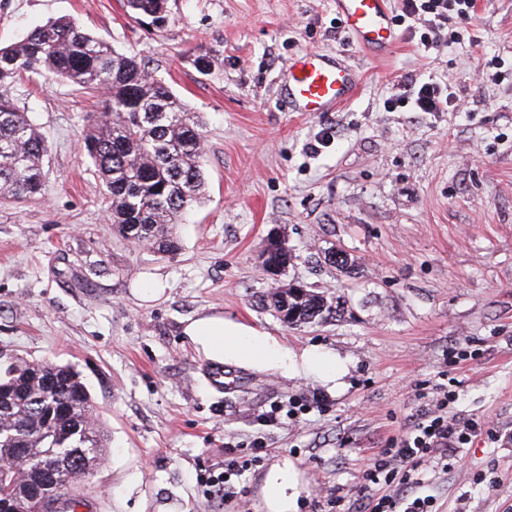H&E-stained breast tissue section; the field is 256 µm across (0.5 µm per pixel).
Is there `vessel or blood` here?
<instances>
[{
  "label": "vessel or blood",
  "instance_id": "1",
  "mask_svg": "<svg viewBox=\"0 0 512 512\" xmlns=\"http://www.w3.org/2000/svg\"><path fill=\"white\" fill-rule=\"evenodd\" d=\"M336 10L360 46L380 55L394 46L397 35L388 0H336ZM360 81L359 72L341 57L312 51L291 61L281 87L291 111L316 116L351 99Z\"/></svg>",
  "mask_w": 512,
  "mask_h": 512
}]
</instances>
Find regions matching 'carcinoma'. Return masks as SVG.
Returning <instances> with one entry per match:
<instances>
[{
  "label": "carcinoma",
  "instance_id": "obj_1",
  "mask_svg": "<svg viewBox=\"0 0 512 512\" xmlns=\"http://www.w3.org/2000/svg\"><path fill=\"white\" fill-rule=\"evenodd\" d=\"M131 13L162 26L168 0H126ZM44 74L104 91L105 112L89 125L85 148L110 200L112 224L126 239L162 253L179 249L170 225L204 199L201 122L162 78L136 57L62 18L0 46V194L43 190L48 146L12 96L26 74ZM289 303L297 324L329 309L310 290ZM109 432L94 417L88 389L71 367L15 358L0 367V495L28 512H77L73 494L104 459Z\"/></svg>",
  "mask_w": 512,
  "mask_h": 512
}]
</instances>
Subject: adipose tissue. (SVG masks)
<instances>
[{"mask_svg":"<svg viewBox=\"0 0 512 512\" xmlns=\"http://www.w3.org/2000/svg\"><path fill=\"white\" fill-rule=\"evenodd\" d=\"M185 332L210 353L242 365L281 369L288 366L287 350L270 343L263 332L219 316L197 318L188 324ZM301 366L308 373L320 375L325 384L338 391L344 388L350 371L347 360L314 348L303 351ZM301 491L302 484L288 461L273 464L261 488L265 512H297Z\"/></svg>","mask_w":512,"mask_h":512,"instance_id":"adipose-tissue-1","label":"adipose tissue"}]
</instances>
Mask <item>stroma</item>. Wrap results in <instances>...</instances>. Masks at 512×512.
I'll use <instances>...</instances> for the list:
<instances>
[{
  "label": "stroma",
  "mask_w": 512,
  "mask_h": 512,
  "mask_svg": "<svg viewBox=\"0 0 512 512\" xmlns=\"http://www.w3.org/2000/svg\"><path fill=\"white\" fill-rule=\"evenodd\" d=\"M159 28L124 0H0V44L59 17L137 55L203 122L206 194L164 256L115 233L84 150L103 95L38 75L15 99L45 138L43 195L0 198V364H67L111 435L86 478L85 512H263L270 467L300 473L298 512L318 495L356 498L365 465L420 402L416 381L447 376L455 412L512 432V0H477L440 63L413 38L378 56L336 30V0H168ZM481 46H474L472 37ZM320 51L361 74L335 111H289L277 80L298 54ZM499 60L503 80L481 78ZM439 78L460 112L388 111L398 81ZM333 142L315 146L325 129ZM277 235L293 254L266 274L259 253ZM349 257L341 268L332 252ZM167 281L150 297L153 279ZM299 283L330 308L286 323L271 295ZM210 315L263 331L298 355L317 348L351 362L346 386L313 375L213 358L185 333ZM471 356L456 362L455 352ZM304 409L268 425L288 399ZM264 438L268 451L231 477L223 501L207 478L226 447ZM435 512H512V444L477 437L445 473L425 474Z\"/></svg>",
  "instance_id": "obj_1"
}]
</instances>
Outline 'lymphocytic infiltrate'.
<instances>
[{"instance_id":"1","label":"lymphocytic infiltrate","mask_w":512,"mask_h":512,"mask_svg":"<svg viewBox=\"0 0 512 512\" xmlns=\"http://www.w3.org/2000/svg\"><path fill=\"white\" fill-rule=\"evenodd\" d=\"M476 0H397L396 25L418 33V47L426 54L447 48L450 29L471 25ZM389 110L410 108L414 112L458 110L460 99L447 83L414 79L401 84L386 99ZM423 407L411 425L389 436L362 473L358 500L363 512H431L430 497L417 489L424 473L447 470L448 453L483 436L490 442L504 435L482 418H462L450 411L456 394L447 384L419 382L415 386Z\"/></svg>"}]
</instances>
